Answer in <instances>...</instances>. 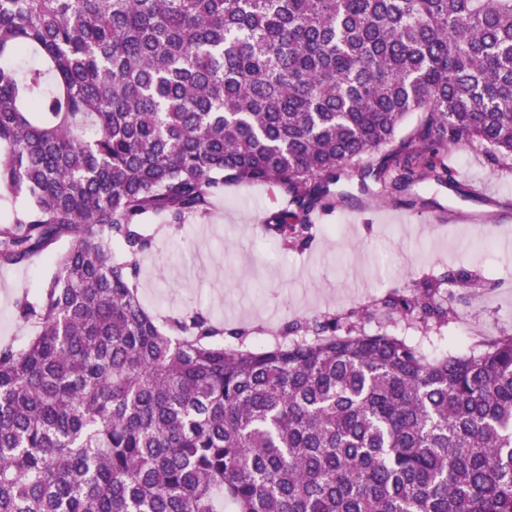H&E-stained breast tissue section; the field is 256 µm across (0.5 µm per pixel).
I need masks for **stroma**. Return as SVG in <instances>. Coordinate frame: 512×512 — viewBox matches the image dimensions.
Listing matches in <instances>:
<instances>
[{
    "mask_svg": "<svg viewBox=\"0 0 512 512\" xmlns=\"http://www.w3.org/2000/svg\"><path fill=\"white\" fill-rule=\"evenodd\" d=\"M455 186L429 180L381 184L345 170L333 187L336 206L311 214L305 246L276 252L262 222L285 208L262 185L228 184L216 192L208 215L181 223L149 217L152 245L141 257L138 295L158 318L203 311L225 328H256L264 313L282 322L315 315L346 316L372 306L424 276L461 271L483 284L479 293L456 285L455 311L439 342L464 355L488 336L512 335V231L495 220L512 213V167L494 166L478 144L452 149ZM487 185L494 196L478 193ZM484 220L480 230L441 227L449 211ZM47 262L0 273V344H20L31 329L17 313L22 291L37 292Z\"/></svg>",
    "mask_w": 512,
    "mask_h": 512,
    "instance_id": "35a3bbf8",
    "label": "stroma"
}]
</instances>
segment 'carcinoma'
I'll list each match as a JSON object with an SVG mask.
<instances>
[{
    "mask_svg": "<svg viewBox=\"0 0 512 512\" xmlns=\"http://www.w3.org/2000/svg\"><path fill=\"white\" fill-rule=\"evenodd\" d=\"M415 114L399 179L512 163V0H0V267L53 266L0 346V512H512V336L426 355L445 279L262 350L137 292L144 215L264 184L288 251ZM418 125V118L415 114L409 124L406 130L401 134L400 139L398 140L396 144V151L400 155V157H403L407 155L408 153H412L414 151H418L423 147V141L418 138L416 134H414V130Z\"/></svg>",
    "mask_w": 512,
    "mask_h": 512,
    "instance_id": "1",
    "label": "carcinoma"
}]
</instances>
